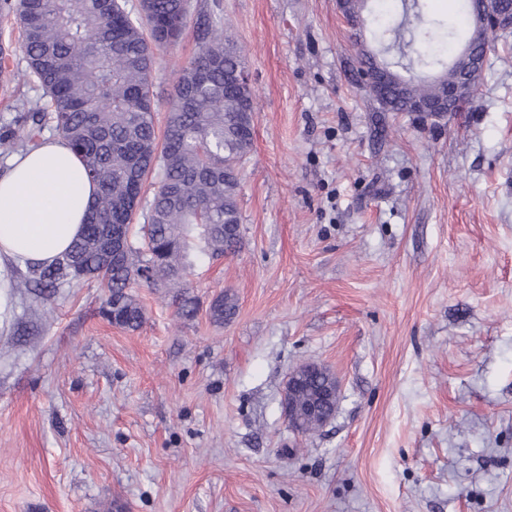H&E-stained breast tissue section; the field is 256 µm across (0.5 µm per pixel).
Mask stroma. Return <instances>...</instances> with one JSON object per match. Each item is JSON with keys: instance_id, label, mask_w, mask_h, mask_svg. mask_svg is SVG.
Returning <instances> with one entry per match:
<instances>
[{"instance_id": "stroma-1", "label": "stroma", "mask_w": 512, "mask_h": 512, "mask_svg": "<svg viewBox=\"0 0 512 512\" xmlns=\"http://www.w3.org/2000/svg\"><path fill=\"white\" fill-rule=\"evenodd\" d=\"M224 19L254 90L241 245L145 322L102 313L98 281L0 309V512H512V36L472 101L431 125L361 92L336 0H190L157 52L164 127L198 27ZM0 16V129L47 101ZM236 314L214 324L221 291ZM340 384L311 438L288 429L289 372Z\"/></svg>"}]
</instances>
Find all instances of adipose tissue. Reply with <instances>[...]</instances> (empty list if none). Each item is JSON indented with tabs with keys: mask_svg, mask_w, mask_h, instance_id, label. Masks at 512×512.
Wrapping results in <instances>:
<instances>
[{
	"mask_svg": "<svg viewBox=\"0 0 512 512\" xmlns=\"http://www.w3.org/2000/svg\"><path fill=\"white\" fill-rule=\"evenodd\" d=\"M96 195L64 139L16 153L0 172V263L54 262L81 233Z\"/></svg>",
	"mask_w": 512,
	"mask_h": 512,
	"instance_id": "1",
	"label": "adipose tissue"
}]
</instances>
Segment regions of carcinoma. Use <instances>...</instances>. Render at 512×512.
<instances>
[{"mask_svg":"<svg viewBox=\"0 0 512 512\" xmlns=\"http://www.w3.org/2000/svg\"><path fill=\"white\" fill-rule=\"evenodd\" d=\"M143 17L131 18L122 0H0V13L14 16L22 32L20 48L48 95L46 107H30L14 123L41 128L52 114L55 129L82 160L98 185L97 201L80 235L53 264L10 278L14 290L34 282L43 288L97 279L108 295L103 306L110 322L140 328L144 311L130 292L135 285L182 288L193 267L190 245L212 259L240 248L238 196L240 160L253 143L254 93L233 78L242 67V48L228 24H209L197 36V52L177 71L163 136L154 112L155 51L179 41L187 25L188 0H143ZM399 61L393 79L381 84L356 79L357 87L389 112L408 99H431L461 73L432 53L407 57L415 38H439L422 14L420 0H399L392 24L379 39ZM359 69L373 71L385 59L371 49L363 30L353 33ZM440 69L430 80L416 68ZM159 175L148 206L143 188L150 172ZM143 220L141 255L130 241L132 224ZM235 298L220 292L209 304L210 319L222 325L236 314ZM177 313L192 319L196 300L178 299ZM335 389L329 376L308 379L290 396L303 408L316 395ZM336 399L307 417L302 434L318 433L334 417Z\"/></svg>","mask_w":512,"mask_h":512,"instance_id":"obj_1","label":"carcinoma"}]
</instances>
